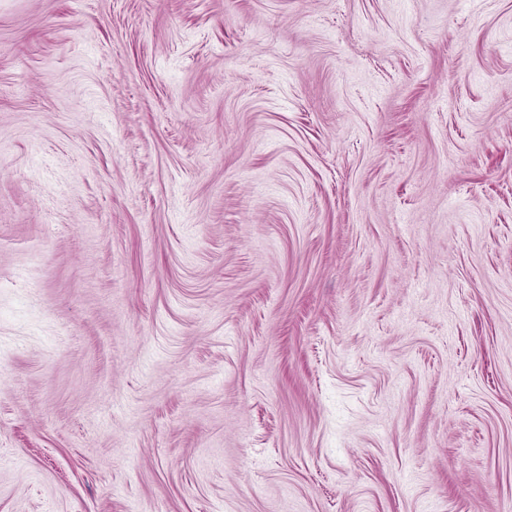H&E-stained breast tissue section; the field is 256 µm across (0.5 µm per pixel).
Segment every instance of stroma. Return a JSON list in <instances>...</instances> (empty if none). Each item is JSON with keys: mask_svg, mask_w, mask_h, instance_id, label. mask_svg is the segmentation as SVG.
<instances>
[{"mask_svg": "<svg viewBox=\"0 0 512 512\" xmlns=\"http://www.w3.org/2000/svg\"><path fill=\"white\" fill-rule=\"evenodd\" d=\"M0 512H512V0H0Z\"/></svg>", "mask_w": 512, "mask_h": 512, "instance_id": "stroma-1", "label": "stroma"}]
</instances>
